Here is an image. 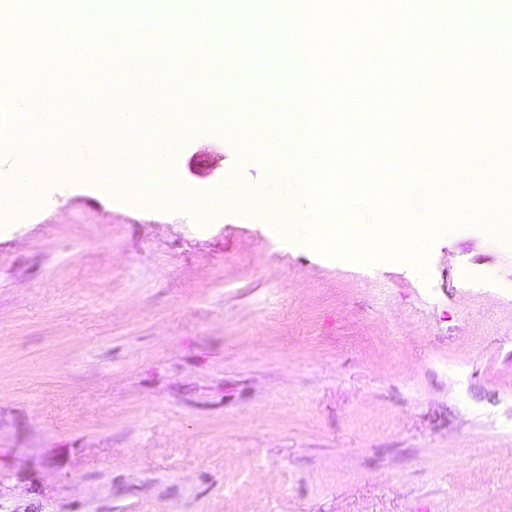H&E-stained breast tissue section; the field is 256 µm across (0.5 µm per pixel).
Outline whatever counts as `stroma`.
<instances>
[{
    "label": "stroma",
    "mask_w": 512,
    "mask_h": 512,
    "mask_svg": "<svg viewBox=\"0 0 512 512\" xmlns=\"http://www.w3.org/2000/svg\"><path fill=\"white\" fill-rule=\"evenodd\" d=\"M178 184L0 212V512H512V256L478 227L425 273L284 235L285 173L194 133Z\"/></svg>",
    "instance_id": "stroma-1"
}]
</instances>
